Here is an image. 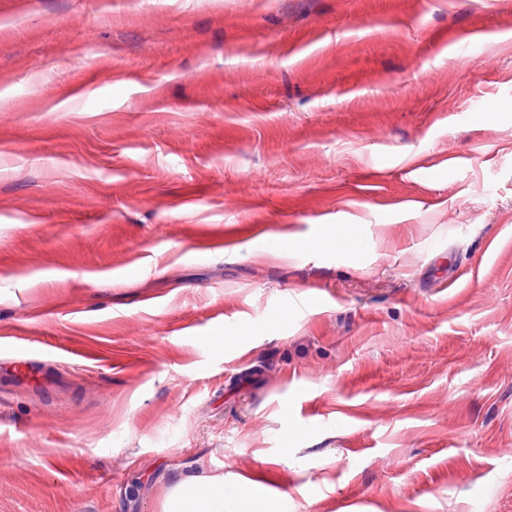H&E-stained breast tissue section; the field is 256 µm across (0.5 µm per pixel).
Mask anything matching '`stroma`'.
Instances as JSON below:
<instances>
[{
    "instance_id": "stroma-1",
    "label": "stroma",
    "mask_w": 512,
    "mask_h": 512,
    "mask_svg": "<svg viewBox=\"0 0 512 512\" xmlns=\"http://www.w3.org/2000/svg\"><path fill=\"white\" fill-rule=\"evenodd\" d=\"M11 335L0 512H512V0H0ZM1 347L7 350L8 355L14 357L19 363L34 365L37 359L38 348L32 345L33 340L26 336H1ZM224 479L187 476L170 489L163 512H224ZM234 512H279L268 493L260 485L247 482L237 489Z\"/></svg>"
}]
</instances>
